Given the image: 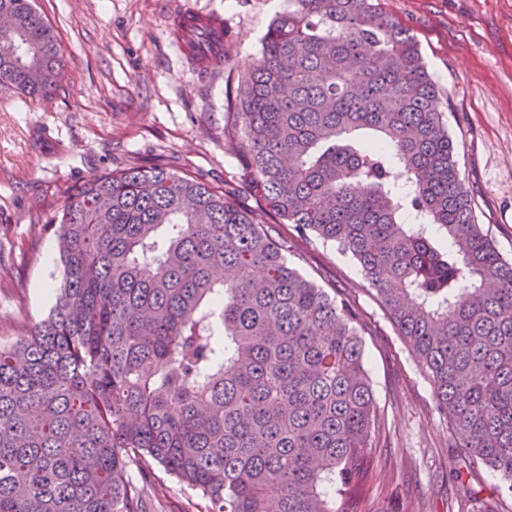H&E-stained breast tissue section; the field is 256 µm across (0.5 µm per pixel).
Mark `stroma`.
<instances>
[{
    "mask_svg": "<svg viewBox=\"0 0 512 512\" xmlns=\"http://www.w3.org/2000/svg\"><path fill=\"white\" fill-rule=\"evenodd\" d=\"M417 41L448 104L464 184L479 222L512 259V0H378ZM223 14L224 70L199 79L169 32L174 9ZM67 67L55 98L0 87V343L44 319L60 275L50 222L65 188L160 160L208 183L238 179L224 129L237 77L288 0H35ZM300 271L355 302L367 321V369L386 433L374 442L371 512H512V489L460 455L409 343L337 246L300 241ZM151 512H206L162 468Z\"/></svg>",
    "mask_w": 512,
    "mask_h": 512,
    "instance_id": "obj_1",
    "label": "stroma"
}]
</instances>
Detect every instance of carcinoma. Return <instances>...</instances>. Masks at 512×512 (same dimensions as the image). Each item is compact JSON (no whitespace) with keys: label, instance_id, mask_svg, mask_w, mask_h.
Returning <instances> with one entry per match:
<instances>
[{"label":"carcinoma","instance_id":"carcinoma-1","mask_svg":"<svg viewBox=\"0 0 512 512\" xmlns=\"http://www.w3.org/2000/svg\"><path fill=\"white\" fill-rule=\"evenodd\" d=\"M290 2L233 101L255 206L159 160L65 190L53 305L0 345V512H148L156 466L207 512H371L368 324L301 273L281 224L353 257L457 447L512 481V260L438 85L377 0ZM0 12L18 48L0 86L52 100L54 28L33 0Z\"/></svg>","mask_w":512,"mask_h":512}]
</instances>
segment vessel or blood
Wrapping results in <instances>:
<instances>
[{
  "label": "vessel or blood",
  "mask_w": 512,
  "mask_h": 512,
  "mask_svg": "<svg viewBox=\"0 0 512 512\" xmlns=\"http://www.w3.org/2000/svg\"><path fill=\"white\" fill-rule=\"evenodd\" d=\"M173 40L188 67L211 75L224 68V18L185 8L171 19Z\"/></svg>",
  "instance_id": "1"
}]
</instances>
